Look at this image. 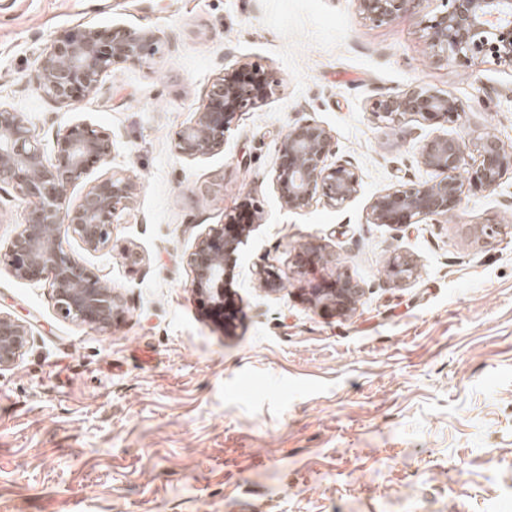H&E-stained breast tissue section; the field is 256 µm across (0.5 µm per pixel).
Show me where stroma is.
I'll return each instance as SVG.
<instances>
[{
  "instance_id": "1",
  "label": "stroma",
  "mask_w": 512,
  "mask_h": 512,
  "mask_svg": "<svg viewBox=\"0 0 512 512\" xmlns=\"http://www.w3.org/2000/svg\"><path fill=\"white\" fill-rule=\"evenodd\" d=\"M442 8L423 0L379 25L356 0H0V103L49 157L65 126L110 131L112 160L91 177L138 184L108 248L68 241L123 297L111 330L61 319L47 284L0 264V311L33 326L0 370V512H512V173L496 192L466 190L448 217L368 220L378 195L429 179L422 141L491 133L512 148V69L430 58L420 17ZM115 25L153 31L154 54L71 104L41 93L52 41ZM252 63L279 79L274 94L236 117L221 151L178 155L210 84ZM415 85L455 97L459 119L375 112ZM306 120L332 135L329 163L358 170L341 207L278 198L280 138ZM246 199L259 222L231 273L237 317L221 325L187 257ZM464 224L501 230L482 245ZM311 247L324 262L301 267ZM397 253L409 281L388 274ZM344 276L364 289L350 314L308 301Z\"/></svg>"
}]
</instances>
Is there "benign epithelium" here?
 <instances>
[{
  "instance_id": "obj_1",
  "label": "benign epithelium",
  "mask_w": 512,
  "mask_h": 512,
  "mask_svg": "<svg viewBox=\"0 0 512 512\" xmlns=\"http://www.w3.org/2000/svg\"><path fill=\"white\" fill-rule=\"evenodd\" d=\"M358 11L373 22L389 23L410 14L424 0H356ZM445 10L421 21L428 54L438 60L448 57L469 61L490 57L512 68V0H444ZM156 42L150 30L114 27L84 28L64 40L48 45L39 60L38 87L60 105H68L95 92L104 76L128 60H143ZM277 81L255 65L246 71L226 72L215 79L206 103L175 142L184 157L210 155L224 148V136L238 113L262 105ZM383 117L396 121L406 115L425 119H458L457 101L422 86L388 95L375 103ZM112 134L77 122L59 131L55 161L47 163L41 144L23 113L0 103V185L12 187L33 203L0 262L21 280L43 281L51 288L57 314L64 320L110 330L122 308L121 295L82 264L66 246L70 237L86 250L100 251L112 244V225L134 201L137 183L122 172L108 171L71 203L70 187L82 181L90 167L112 159ZM474 149L478 165L469 182L494 192L505 173L512 170V150L493 135L472 144L462 138L435 136L420 145L421 164L435 177L423 184L400 185L379 195L371 205L373 224H416L426 219L456 213L462 203L467 150ZM335 150L328 130L315 121L288 128L278 148L274 184L282 204L302 212L317 199L341 207L358 192L357 168L349 161L327 164ZM254 225L241 226L234 236L224 234V225H213L198 237L188 255L192 290L209 299L215 309L224 307L226 267L237 260ZM389 275L403 282L415 267L396 254ZM363 294L350 278H338L322 288H313L310 302L346 316ZM32 330L26 323L0 312V370L13 366L30 343Z\"/></svg>"
}]
</instances>
